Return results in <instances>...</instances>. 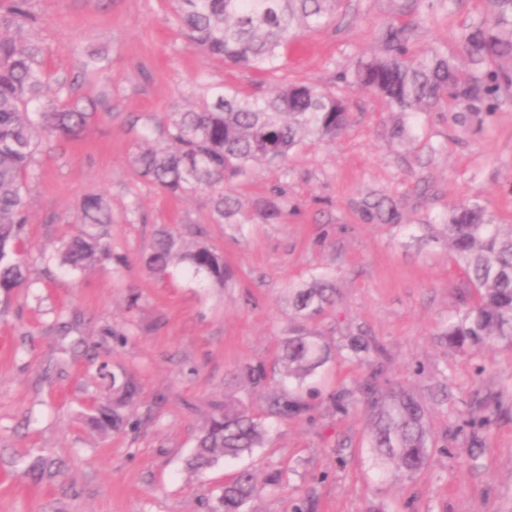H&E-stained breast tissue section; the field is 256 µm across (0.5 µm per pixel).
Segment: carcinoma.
I'll return each mask as SVG.
<instances>
[{
	"instance_id": "obj_1",
	"label": "carcinoma",
	"mask_w": 512,
	"mask_h": 512,
	"mask_svg": "<svg viewBox=\"0 0 512 512\" xmlns=\"http://www.w3.org/2000/svg\"><path fill=\"white\" fill-rule=\"evenodd\" d=\"M342 0H171L172 10L188 38L204 53L225 64L257 74L284 67L283 50L304 33L317 30L336 17ZM494 9L455 35L475 72L464 75L454 57L433 49L419 58L409 56L410 31L390 22L382 35V54L361 60L351 69L354 83L384 98L395 111L417 114L451 99L465 114L494 112L512 94V0H490ZM38 23L30 0H0V294L6 297L29 281L30 267L23 239L27 223L24 191L32 174L36 152L43 142L78 138L95 115L94 102L76 95L72 81L53 80L40 64L44 49L27 38ZM108 53L95 50L83 62L84 72L103 76ZM55 97L43 101L47 86ZM349 122L345 100L336 89L311 83L281 81L261 93H245L228 85L224 91L202 97L189 109L168 113L167 144L141 147L133 154L137 172L171 196L199 190L211 193L217 224H250L225 187L247 176L257 165L281 166L306 137L332 140ZM286 201L273 195L261 201L257 217L274 223L283 216ZM82 229L58 252L67 271L82 274L103 257L112 258L106 227L112 211L103 196L86 195L78 202ZM442 234L462 267L475 298L448 322L443 333L448 346L477 352L498 339L512 341V226L492 223L478 201L453 205ZM146 267L162 275L183 266L224 287V255L204 242L189 244L166 227L157 229L144 257ZM336 288L324 275L313 278L291 294L294 314L309 321L333 302ZM384 349L368 336H354L345 357L372 367L355 390L332 398L336 410L359 393L371 414V446L380 462H392L408 476L429 462L430 431L426 410L411 390L395 385L381 390L379 358ZM331 357L329 346L300 327L283 345L285 374L279 392H266L263 366L245 367V376L267 401L269 414L279 419L307 414L310 406L297 395L306 379ZM110 379L103 396L87 407L86 423L102 436L127 424L124 409L138 394L137 383ZM266 428L239 402L214 406L202 428L188 467L201 472L224 458L250 454L262 447ZM32 477L54 479L61 465L38 455L27 466ZM260 487L253 474L242 469L219 489L214 512H244Z\"/></svg>"
}]
</instances>
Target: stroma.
<instances>
[{"instance_id": "obj_1", "label": "stroma", "mask_w": 512, "mask_h": 512, "mask_svg": "<svg viewBox=\"0 0 512 512\" xmlns=\"http://www.w3.org/2000/svg\"><path fill=\"white\" fill-rule=\"evenodd\" d=\"M39 22L29 33L45 49L58 80L78 75L86 54L110 50L109 107L80 139L39 153L27 186L31 283L16 290L0 320V512H209L218 488L238 470L258 482L279 474L247 512H512V342L481 354L449 348L440 334L472 299L440 229L448 208L480 200L500 224H512V100L493 113L454 121L456 102L416 117L346 87L350 122L332 141L306 140L280 167H259L232 187L256 210L273 192L288 209L277 223L237 229L212 218L210 194L171 197L142 180L130 162L138 129L162 126L168 112L230 83L251 92L262 78L225 65L190 43L168 0H31ZM489 11L486 0L442 6L422 0L397 16L394 0H343L337 17L284 52L288 79L323 87L380 52L382 32L400 18L414 56L434 48L456 54L454 35ZM401 136H393L396 126ZM103 195L112 209V251L77 277L46 269L79 227L75 202ZM397 203L392 221L365 205ZM205 240L233 277L217 288L175 268L167 277L143 263L156 229ZM323 274L336 302L307 323L334 349L307 383L310 417L267 421L262 448L219 461L201 474L186 461L210 405L241 400L263 415L264 401L241 371L263 365L281 380L280 346L299 321L290 289ZM363 333L386 350L381 386L401 383L423 402L432 435L429 464L413 477L379 466L356 399L346 412L330 400L370 369L344 357ZM133 377L132 431L100 438L82 415L100 396V370ZM489 426L473 433L471 411ZM45 454L63 463L51 481H35L22 461Z\"/></svg>"}]
</instances>
